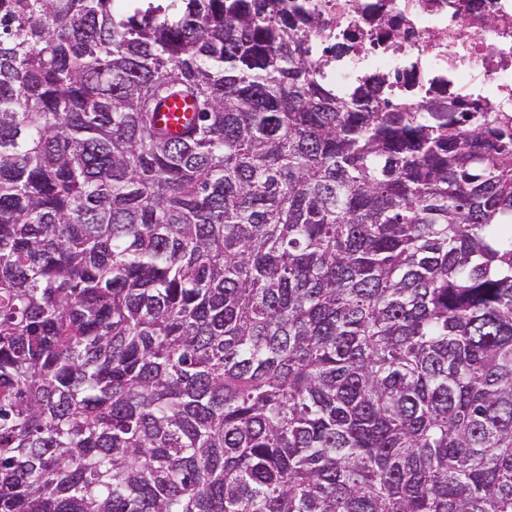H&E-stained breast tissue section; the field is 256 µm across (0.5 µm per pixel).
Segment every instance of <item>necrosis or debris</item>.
<instances>
[{
    "mask_svg": "<svg viewBox=\"0 0 512 512\" xmlns=\"http://www.w3.org/2000/svg\"><path fill=\"white\" fill-rule=\"evenodd\" d=\"M325 37L349 46L326 79L347 92L369 74L396 76L393 97L447 91L512 109V0H313Z\"/></svg>",
    "mask_w": 512,
    "mask_h": 512,
    "instance_id": "necrosis-or-debris-1",
    "label": "necrosis or debris"
}]
</instances>
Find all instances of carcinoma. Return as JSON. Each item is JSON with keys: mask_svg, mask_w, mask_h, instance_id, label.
Returning a JSON list of instances; mask_svg holds the SVG:
<instances>
[{"mask_svg": "<svg viewBox=\"0 0 512 512\" xmlns=\"http://www.w3.org/2000/svg\"><path fill=\"white\" fill-rule=\"evenodd\" d=\"M322 25L0 0V512H512V112Z\"/></svg>", "mask_w": 512, "mask_h": 512, "instance_id": "obj_1", "label": "carcinoma"}]
</instances>
